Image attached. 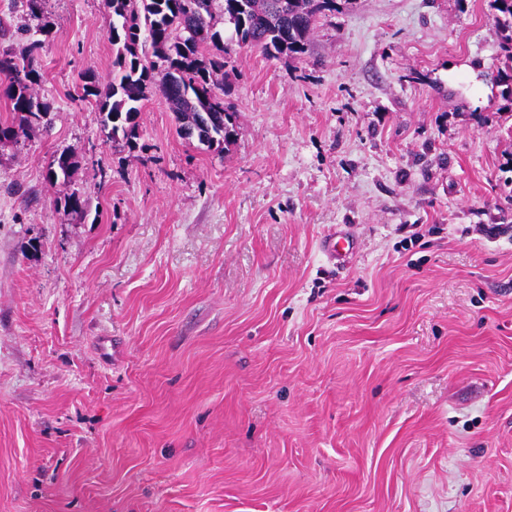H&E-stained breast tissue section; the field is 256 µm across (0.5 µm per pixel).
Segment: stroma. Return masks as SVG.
<instances>
[{"mask_svg":"<svg viewBox=\"0 0 512 512\" xmlns=\"http://www.w3.org/2000/svg\"><path fill=\"white\" fill-rule=\"evenodd\" d=\"M489 2L349 0L303 59L231 46L218 152L157 94L136 150L108 139L79 91L112 77L104 0H43L51 123L0 143V512H512ZM78 166L76 155L73 151L64 149L54 157L52 166L48 172L50 181L68 180ZM354 249V239L346 231L329 235L322 243L323 253L331 259H343L352 255Z\"/></svg>","mask_w":512,"mask_h":512,"instance_id":"1","label":"stroma"}]
</instances>
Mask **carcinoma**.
I'll list each match as a JSON object with an SVG mask.
<instances>
[{
    "mask_svg": "<svg viewBox=\"0 0 512 512\" xmlns=\"http://www.w3.org/2000/svg\"><path fill=\"white\" fill-rule=\"evenodd\" d=\"M109 17L108 38L115 57L112 80L101 83L83 76L81 99L101 115L108 137L134 149L139 138L142 102L160 91L175 115L178 133L196 128L195 139L224 148L237 135L232 107L224 104L218 73L224 69L227 43L213 22L218 9L233 25L231 40L258 48L275 58L299 59L310 49L317 18L338 9L337 0H104ZM507 60L512 62V0H492ZM26 50L17 54L0 46V97L16 117L0 121V143L16 142L34 127L48 125L49 108L34 85L42 78L39 64L43 40L40 26L28 27ZM151 48V59L144 49ZM78 166L73 151L54 157L51 181L68 180ZM88 199L71 194L60 205L63 213L83 215Z\"/></svg>",
    "mask_w": 512,
    "mask_h": 512,
    "instance_id": "1",
    "label": "carcinoma"
}]
</instances>
